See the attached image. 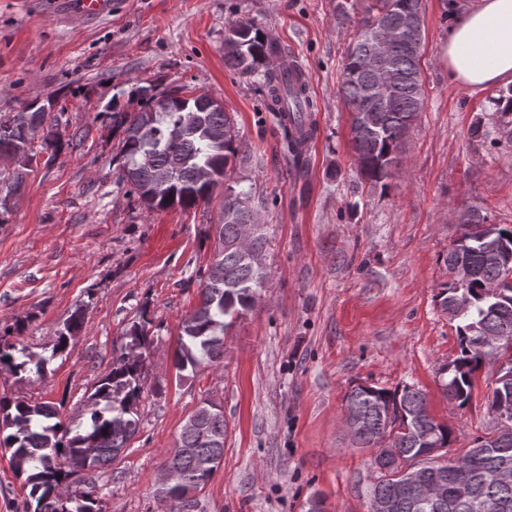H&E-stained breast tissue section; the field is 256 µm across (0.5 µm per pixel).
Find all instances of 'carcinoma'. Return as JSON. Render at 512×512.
Returning a JSON list of instances; mask_svg holds the SVG:
<instances>
[{"label": "carcinoma", "instance_id": "carcinoma-1", "mask_svg": "<svg viewBox=\"0 0 512 512\" xmlns=\"http://www.w3.org/2000/svg\"><path fill=\"white\" fill-rule=\"evenodd\" d=\"M421 14L420 0H373L360 21L359 33L345 57L339 94L352 109L351 142L359 172L376 184L387 186L402 162L403 138L424 105L423 22L406 25L390 48L396 81L386 96L375 91V75L359 67L360 58L373 45V30L380 23L401 25L406 15ZM282 54L279 45L248 21H232L224 37V63L244 75L259 74L268 87L274 110L281 113L291 150L302 156L312 139L314 125L307 109V81L300 72L268 69L270 59ZM137 102L133 111H112V130L122 132L121 179L127 180L143 206L149 210L169 207L193 208L211 201L215 188L224 183L238 158L241 140L233 118L222 105L201 108L206 94L191 97L168 94L163 109L154 110L147 90L130 91ZM501 116L503 133L512 138V87L494 99ZM47 130L41 144L54 162L63 143L52 134L57 126L53 109L31 101L13 114L0 117V154L15 161L14 171L0 175V192L12 196L24 184L34 154L30 131ZM210 171L212 181L200 179ZM484 219L475 209L459 218L463 229L458 245L444 259L448 270L458 262L471 267L474 278L466 288L470 304L458 318L456 357L441 369L443 391L448 401L461 408L471 397L477 371L491 356L512 363V226H493L502 241L503 261L486 260L476 238L475 224ZM253 221L250 197L228 186L224 192V223L217 225L218 246L203 276L199 305L182 323L173 353L178 378L197 373L205 364L224 359V330L233 318L252 308L263 287L264 272L252 266L235 248L241 226ZM496 284L507 298L493 306L483 298L484 286ZM84 317L77 308L60 333L52 354L63 353L75 344ZM127 339L112 357L110 370L83 401L80 416L85 426L71 427L61 420L53 402H34L0 396V450L9 453L16 477L30 486L24 512H102L97 479L112 465L137 433L138 405L142 397L145 363L151 356L153 339L140 322L125 331ZM0 340V371L13 375H42L49 359L19 350ZM345 409L361 416L360 428L350 436L358 448H380L391 443L398 456L413 462L427 442L443 448L450 445V429L431 416L425 394L404 385L393 390L372 385H354L345 396ZM227 424L221 408L202 415L195 411L182 426L175 449L166 466L178 473V481L158 496L168 512H189L196 507L193 494L210 482L224 457ZM425 480L439 485L441 503H430L401 491L402 468L395 466L380 474L370 496L390 504L388 512H512V481L501 483L494 475L512 470V422L498 427L493 435L478 437L463 455L442 464L424 462ZM81 486V497L64 498L69 486ZM465 484L469 495L460 498L457 487Z\"/></svg>", "mask_w": 512, "mask_h": 512}]
</instances>
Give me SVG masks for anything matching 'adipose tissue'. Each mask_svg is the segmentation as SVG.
Segmentation results:
<instances>
[{"label": "adipose tissue", "instance_id": "ef3b65f1", "mask_svg": "<svg viewBox=\"0 0 512 512\" xmlns=\"http://www.w3.org/2000/svg\"><path fill=\"white\" fill-rule=\"evenodd\" d=\"M448 20L449 75L475 91L512 84V0H476Z\"/></svg>", "mask_w": 512, "mask_h": 512}]
</instances>
